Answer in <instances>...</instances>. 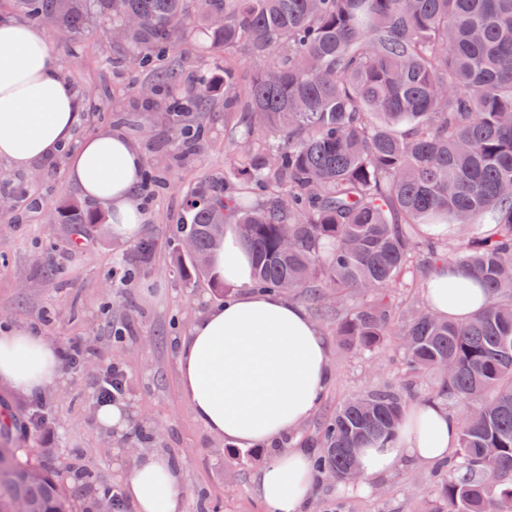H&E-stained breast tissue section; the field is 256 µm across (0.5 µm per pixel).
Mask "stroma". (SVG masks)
Returning a JSON list of instances; mask_svg holds the SVG:
<instances>
[{
	"instance_id": "1",
	"label": "stroma",
	"mask_w": 512,
	"mask_h": 512,
	"mask_svg": "<svg viewBox=\"0 0 512 512\" xmlns=\"http://www.w3.org/2000/svg\"><path fill=\"white\" fill-rule=\"evenodd\" d=\"M94 35L81 45L59 39L51 44L63 74L83 101L77 137L103 130L124 133L140 150L147 170L159 171L164 185L144 204L143 237L154 244L124 285L125 259L134 243L113 236L109 224L75 245L69 225L56 214L75 198L67 159L59 154L25 170L0 162V327H28L62 350H83L79 368H64L62 380L39 396H15L0 389V426L31 457H50L61 483L78 489L76 512H96L103 491L120 487L145 452L169 455L183 471V512H266L257 475L272 455L253 448L247 461L236 448L209 433L194 417L179 388L177 340L207 308L218 305L210 285L186 284L178 272L182 246L177 226L188 191L223 180L235 157L238 134L224 112V94L215 92L197 115L205 141L197 155L177 160L167 151L170 123L139 95L148 73L131 67L129 51L111 27L90 22ZM222 52L196 33L176 63L178 79L170 95H181L198 76L221 82ZM324 331L332 372L316 413L285 437V448L306 447L322 419L337 403L386 384L400 370L396 343L373 355L342 347L336 338L335 303H306ZM123 329L115 339V329ZM128 374L122 400L129 424L120 432L98 423L97 381L108 365ZM435 465L405 461L394 473L370 485L341 484L317 474L316 490L305 512H439L435 488L449 480Z\"/></svg>"
}]
</instances>
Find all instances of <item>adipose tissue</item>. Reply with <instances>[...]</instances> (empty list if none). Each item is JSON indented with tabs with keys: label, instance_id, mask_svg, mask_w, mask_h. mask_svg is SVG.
I'll return each mask as SVG.
<instances>
[{
	"label": "adipose tissue",
	"instance_id": "adipose-tissue-1",
	"mask_svg": "<svg viewBox=\"0 0 512 512\" xmlns=\"http://www.w3.org/2000/svg\"><path fill=\"white\" fill-rule=\"evenodd\" d=\"M80 119L81 101L46 36L0 16V161L24 170L69 148L72 186L104 207L115 237L135 239L144 221L137 196L144 158L113 130L75 140ZM211 267L236 293L208 308L180 338V390L196 420L225 443L272 448L258 475L266 512H303L315 489L310 453L280 441L325 396L331 379L327 340L300 304L253 289L250 251L232 227H225ZM426 298L437 315L457 321L476 316L488 302L480 283L447 265L434 273ZM61 374L59 347L26 327L0 329V386L35 396ZM459 431L458 419L441 404H414L394 438L358 449L360 475L367 482L388 476L405 458L445 460ZM182 483L170 457L147 452L125 476L123 491L136 512H182Z\"/></svg>",
	"mask_w": 512,
	"mask_h": 512
}]
</instances>
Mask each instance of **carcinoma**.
<instances>
[{"label": "carcinoma", "instance_id": "1", "mask_svg": "<svg viewBox=\"0 0 512 512\" xmlns=\"http://www.w3.org/2000/svg\"><path fill=\"white\" fill-rule=\"evenodd\" d=\"M14 9L86 39L90 20L112 22L140 89L172 123L174 146L200 148L189 115L206 109L201 80L161 96L177 76L162 64L200 20L224 49V111L243 112L224 187H197L178 225L193 249L179 272L209 277L208 260L236 225L253 255L254 286L345 305L336 336L360 353L398 341L405 371L439 374L424 400L468 407L455 479L439 489L445 512H496L512 498V0H10ZM83 239L102 214L68 202L58 211ZM485 229L459 249L420 236L422 225ZM452 262L489 303L473 320L406 312L393 284ZM401 379L350 398L317 437L315 466L352 483L350 452L392 438L406 395ZM36 467L42 478L24 479ZM72 512L74 493L44 463L0 444V512Z\"/></svg>", "mask_w": 512, "mask_h": 512}]
</instances>
